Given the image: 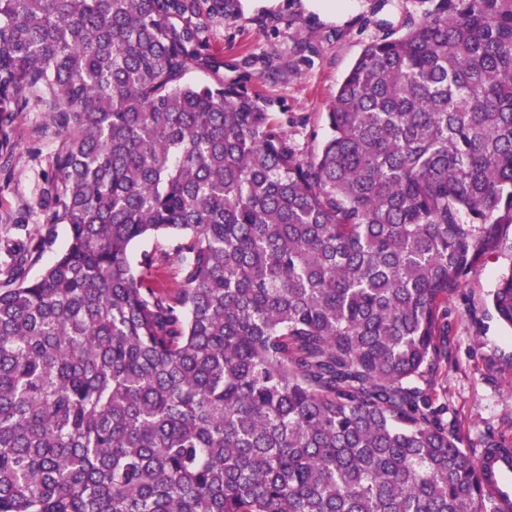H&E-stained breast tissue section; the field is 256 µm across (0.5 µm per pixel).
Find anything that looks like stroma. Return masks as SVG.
<instances>
[{"label":"stroma","instance_id":"35a3bbf8","mask_svg":"<svg viewBox=\"0 0 512 512\" xmlns=\"http://www.w3.org/2000/svg\"><path fill=\"white\" fill-rule=\"evenodd\" d=\"M416 0H199L209 70L195 82L237 83L269 112L303 154L329 134L336 88L369 43L402 33ZM14 151L0 157V282L18 242L38 243L51 207L60 147L48 113H15ZM512 266V232L448 296L447 421L470 457L512 449V330L491 315L489 295Z\"/></svg>","mask_w":512,"mask_h":512}]
</instances>
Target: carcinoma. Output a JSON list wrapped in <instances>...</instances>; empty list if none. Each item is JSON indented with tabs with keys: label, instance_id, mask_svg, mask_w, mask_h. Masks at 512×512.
Listing matches in <instances>:
<instances>
[{
	"label": "carcinoma",
	"instance_id": "cac0c4a2",
	"mask_svg": "<svg viewBox=\"0 0 512 512\" xmlns=\"http://www.w3.org/2000/svg\"><path fill=\"white\" fill-rule=\"evenodd\" d=\"M421 4L304 157L185 80L197 0H0V111L50 113L69 229L0 286V512H501L416 382L512 226V0ZM490 307L512 329V271ZM67 240L68 227L65 224H57L52 242L41 249L38 259L27 268V278L29 280L39 278L45 268L48 267L65 248ZM177 262L169 259L153 272L152 284L163 292H174L178 288Z\"/></svg>",
	"mask_w": 512,
	"mask_h": 512
}]
</instances>
